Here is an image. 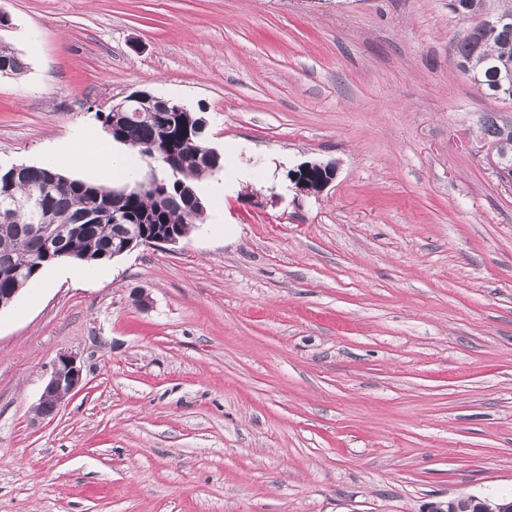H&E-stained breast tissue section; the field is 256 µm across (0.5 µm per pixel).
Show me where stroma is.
Masks as SVG:
<instances>
[{"mask_svg": "<svg viewBox=\"0 0 512 512\" xmlns=\"http://www.w3.org/2000/svg\"><path fill=\"white\" fill-rule=\"evenodd\" d=\"M450 0H0V166L136 90L226 190L179 244L0 310V512H425L512 493V186ZM335 166L315 194L288 178ZM229 224L232 235L211 232ZM152 300L137 303L139 292ZM83 383L37 406L54 360Z\"/></svg>", "mask_w": 512, "mask_h": 512, "instance_id": "obj_1", "label": "stroma"}]
</instances>
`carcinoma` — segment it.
Instances as JSON below:
<instances>
[{
    "instance_id": "carcinoma-1",
    "label": "carcinoma",
    "mask_w": 512,
    "mask_h": 512,
    "mask_svg": "<svg viewBox=\"0 0 512 512\" xmlns=\"http://www.w3.org/2000/svg\"><path fill=\"white\" fill-rule=\"evenodd\" d=\"M500 20L485 28L474 41L461 34L454 44L455 64L467 65L478 88L489 96L512 99V10L499 14ZM18 75L22 61L9 49L0 46V67ZM104 128H125L122 143L142 154L151 148L164 149L162 127L150 110L132 125H125V115L98 113ZM483 138L505 142L508 160L512 161V124L488 117L482 125ZM206 136L191 133L177 140L175 167L160 165L161 174H153L159 195H125L121 189H104L49 169L28 165L19 174L0 170V196L16 198L44 196L47 224H66L74 228L71 250L65 258L80 263L112 260V244L116 225L114 214L131 216L130 223L151 233L158 226H168L187 236L192 225L204 212L201 197L194 189L200 181L224 166L223 155L202 149ZM107 203L101 214L84 221L79 217L93 211L96 201ZM39 223V212L33 209L0 208V296L25 287L46 267L58 262L47 258L41 237L31 227Z\"/></svg>"
}]
</instances>
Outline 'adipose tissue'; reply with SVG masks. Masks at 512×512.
<instances>
[{
    "instance_id": "obj_1",
    "label": "adipose tissue",
    "mask_w": 512,
    "mask_h": 512,
    "mask_svg": "<svg viewBox=\"0 0 512 512\" xmlns=\"http://www.w3.org/2000/svg\"><path fill=\"white\" fill-rule=\"evenodd\" d=\"M41 165L61 173L80 166L106 186L116 180L131 183L141 175L134 152L116 149L112 140L101 134L81 133L54 142L43 156Z\"/></svg>"
}]
</instances>
